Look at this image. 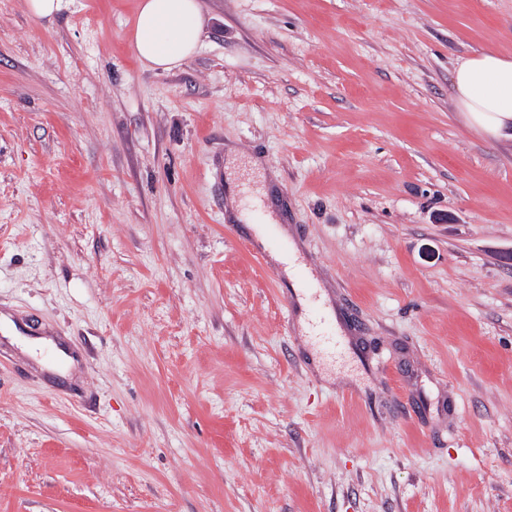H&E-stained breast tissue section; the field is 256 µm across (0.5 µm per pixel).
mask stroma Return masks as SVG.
Here are the masks:
<instances>
[{
    "label": "stroma",
    "instance_id": "35a3bbf8",
    "mask_svg": "<svg viewBox=\"0 0 512 512\" xmlns=\"http://www.w3.org/2000/svg\"><path fill=\"white\" fill-rule=\"evenodd\" d=\"M140 3L0 0V313L74 359L0 336V512H512V139L452 88L512 0H202L170 71ZM309 296L312 298L313 293L309 292ZM311 322L312 327V338L321 344L325 353L332 359H336V354L339 353L341 348V339L339 336H335L328 330V320L323 314L320 305L314 298L311 300Z\"/></svg>",
    "mask_w": 512,
    "mask_h": 512
}]
</instances>
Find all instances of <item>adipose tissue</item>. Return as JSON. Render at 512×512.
<instances>
[{"mask_svg":"<svg viewBox=\"0 0 512 512\" xmlns=\"http://www.w3.org/2000/svg\"><path fill=\"white\" fill-rule=\"evenodd\" d=\"M206 25L200 0H142L134 26L137 57L168 71L198 49ZM455 99L466 121L496 139L512 131V56L489 50L454 72Z\"/></svg>","mask_w":512,"mask_h":512,"instance_id":"ef3b65f1","label":"adipose tissue"}]
</instances>
